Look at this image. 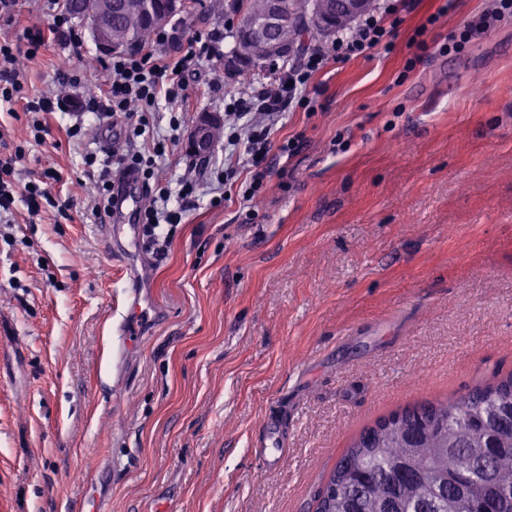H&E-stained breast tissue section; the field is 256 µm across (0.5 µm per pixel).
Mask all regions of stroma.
<instances>
[{
    "label": "stroma",
    "instance_id": "stroma-1",
    "mask_svg": "<svg viewBox=\"0 0 512 512\" xmlns=\"http://www.w3.org/2000/svg\"><path fill=\"white\" fill-rule=\"evenodd\" d=\"M491 5L413 0L391 51L328 64L315 114L278 127L305 146L270 152L257 222H239L237 195L201 199L161 258L89 203L83 156L132 149L124 123L81 141L59 113L36 144L21 106L0 105V138L26 146L18 186L60 173L69 214L18 202L0 225V512H79L89 459L108 512H313L363 427L512 373V22L441 51ZM97 54L50 42L24 64L29 94L91 104ZM278 72L203 61L187 125ZM128 289L147 318L120 364Z\"/></svg>",
    "mask_w": 512,
    "mask_h": 512
}]
</instances>
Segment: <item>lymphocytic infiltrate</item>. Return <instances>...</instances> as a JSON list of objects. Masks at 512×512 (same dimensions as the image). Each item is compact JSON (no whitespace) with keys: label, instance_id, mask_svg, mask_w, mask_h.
<instances>
[{"label":"lymphocytic infiltrate","instance_id":"f902f5d3","mask_svg":"<svg viewBox=\"0 0 512 512\" xmlns=\"http://www.w3.org/2000/svg\"><path fill=\"white\" fill-rule=\"evenodd\" d=\"M47 3L46 27H27L19 43L0 42V101L21 104L24 112L32 115L31 131L37 142L48 130L50 114L71 110L75 122L66 134L81 139L89 133L82 109L71 108L68 101L52 95L27 96L24 74L18 65L20 57L37 58L52 38L65 39L77 50L83 46V35L62 0H47ZM507 19H512V0H493L490 10L468 22L460 32L451 34L442 49L448 53L462 51L473 39ZM400 22L393 7L384 8L379 15H365L348 33L336 36L330 46L306 49L301 59L287 67L278 81L249 87L231 97L224 106V150L232 156L241 152L246 157L249 180L243 200H252L265 192L268 184L266 158L270 149L291 156L304 146V135L300 132L275 140L276 125L287 110L316 111L317 104L309 97L307 88L328 60H346L364 54L381 45L389 28L397 27ZM174 39L173 31L162 28L154 32L142 48L103 61L104 88L100 98L93 102L95 111L115 120H128L132 111H155L163 100L186 101L187 76L196 71L203 60L220 55L221 38L213 31L198 36L176 56L169 52ZM164 154L163 143L157 141L149 152L134 151L116 159L122 171L136 175L151 198L150 205L141 210L138 224L147 244L160 255L165 254L171 243L170 235L161 233V226L181 223L201 189L213 190L212 204L221 205L223 199L218 195L219 190L233 186L238 172L236 165L225 163L171 184L155 174ZM24 155V149L19 146L11 153L0 154V212L8 214L13 210L15 193L20 190L15 183V169ZM20 191L24 193L28 212L33 215L39 214L43 205L54 202L48 182L41 179L28 182Z\"/></svg>","mask_w":512,"mask_h":512}]
</instances>
